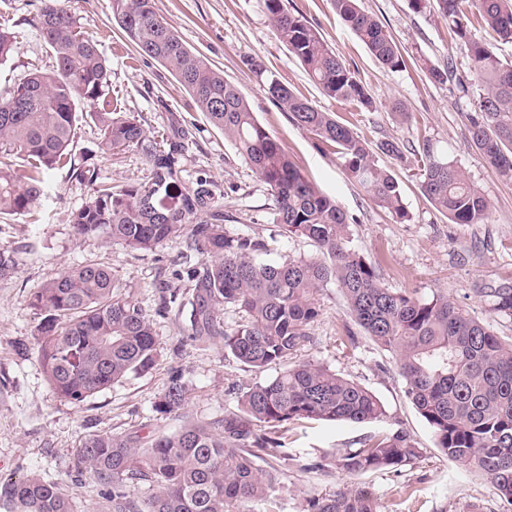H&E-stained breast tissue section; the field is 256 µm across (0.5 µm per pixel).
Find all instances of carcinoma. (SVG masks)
Returning a JSON list of instances; mask_svg holds the SVG:
<instances>
[{
    "label": "carcinoma",
    "mask_w": 512,
    "mask_h": 512,
    "mask_svg": "<svg viewBox=\"0 0 512 512\" xmlns=\"http://www.w3.org/2000/svg\"><path fill=\"white\" fill-rule=\"evenodd\" d=\"M336 13L391 69L407 67L384 26L359 0H332ZM112 16L138 51L158 61L188 91L198 111L224 132L244 162L270 188L274 222L318 248L320 257L263 263L267 244L224 229V209L211 181L183 182L185 143L159 142L139 116L106 109L111 71L97 44L77 31L61 0H43L33 24L51 48L55 65L34 69L0 95V215L24 216L46 192L45 175L72 163L75 130L92 124L99 146L111 154L135 150L149 174L141 182L99 181L96 167H72L93 186L73 212L78 238L120 241L153 251L183 241L205 257L202 267L173 272L192 287L190 328L194 341L221 343L245 367L285 365L274 377L239 392L238 408L208 421L186 419L171 433L148 437L95 433L77 449L78 474L103 487L100 512H240L239 506L275 503V468L288 460V425L308 420L377 421L385 414L368 389L311 362L291 361L320 314L318 292L334 280L357 324L380 348L394 353L405 393L449 459L478 470L499 498L512 504V343L446 295L420 300L385 287L375 266L350 246L348 217L309 183L288 153L258 122L247 97L206 57L191 49L157 13L154 0H111ZM278 39L304 64L313 83L331 98L361 109L373 107L363 84L307 21L284 0H264ZM415 12L436 10L448 20L456 46L469 60L479 90L469 133L476 149L500 175L512 179V64L472 38L478 20L512 42V0H409ZM15 51L14 36L0 29V64ZM453 57L428 74L437 83L455 78ZM265 92L300 127L336 149L349 174L397 223L409 220L399 183L380 167L354 130L288 85L272 78ZM25 162L20 174L14 160ZM421 191L453 224H479L490 204L465 172L434 151L430 142L414 154ZM494 313L512 311V285L488 289ZM39 312L37 343L44 373L65 400L79 405L124 380L145 374L158 357V340L147 311L123 292L109 267L88 261L67 268L33 289ZM240 320L224 324V310ZM181 376L170 379L154 402L161 415L187 408ZM419 458L407 432L370 436L339 456L349 476L392 470ZM7 512H77L57 484L37 475L0 480ZM305 512H378L361 490L314 495Z\"/></svg>",
    "instance_id": "1"
}]
</instances>
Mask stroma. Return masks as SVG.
Masks as SVG:
<instances>
[{
	"label": "stroma",
	"mask_w": 512,
	"mask_h": 512,
	"mask_svg": "<svg viewBox=\"0 0 512 512\" xmlns=\"http://www.w3.org/2000/svg\"><path fill=\"white\" fill-rule=\"evenodd\" d=\"M182 39L201 52L248 98L258 121L289 154L303 176L333 197L348 216L352 247L378 263L385 287L406 290L422 299L448 295L479 320L489 322L502 340L512 343V316L491 313L486 289L512 283V179H503L483 159L468 134L470 103L452 84L430 80L428 66L455 61L466 71L467 59L455 49L448 22L435 12L413 11L408 0H361L391 35L409 66L384 67L345 25L330 0H285L291 13L302 15L355 73L374 105H354L323 95L304 65L281 43L263 0H154ZM42 0H0V28L15 37L16 49L0 64V91L34 68L53 64L49 46L32 24ZM79 31L93 38L111 70L108 99L112 109L139 115L159 140L180 130L193 134L188 145L186 181L205 177L216 185L224 206V227L268 242L260 261L280 263L313 257L307 238L284 233L274 222V201L267 186L244 163L232 143L197 110L189 94L159 62L140 55L112 18L110 0H66ZM260 63L252 69L250 60ZM276 78L352 127L371 145L397 140L420 149L430 140L487 198L490 211L479 224H453L423 195L410 159L379 156L402 186L410 219L395 222L376 206L347 174L342 158L316 135L296 125L267 96L264 84ZM402 102L405 113L392 105ZM76 165L95 166L102 181L136 183L148 174L145 158L129 150L101 153L94 130H79L73 148ZM89 184L72 177L69 168L47 178L46 196L25 216H0V249L14 253L17 269L0 281V479L39 475L72 496L80 512H95L100 488L90 477H77L76 450L92 433L149 435L178 429L183 418L154 410L170 377L182 373L189 389L188 416L208 420L237 409L240 389L277 374V367L258 371L244 367L222 344L187 340L175 312L158 313L173 263L185 247L173 242L152 252L120 242L74 236L70 217L90 195ZM96 260L108 266L123 292L151 313L159 340L154 368L129 375L83 404H72L50 386L35 340L40 317L28 304L33 288L62 270ZM318 298L319 317L308 328L309 341L298 360L322 364L373 392L385 408L383 419L364 424L310 421L289 426L288 459L279 464L276 512H304L311 495L356 487L370 493L379 512H512L489 481L474 469L448 459L435 445L431 429L405 394L395 354L378 347L355 322L345 296L328 282ZM406 430L420 450L413 464L399 472L373 471L346 475L337 459L363 438Z\"/></svg>",
	"instance_id": "obj_1"
}]
</instances>
